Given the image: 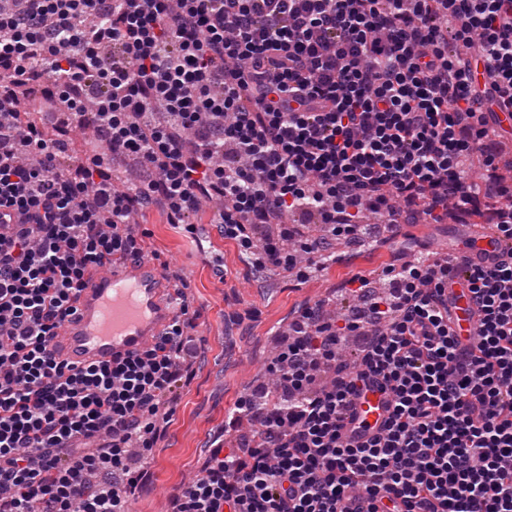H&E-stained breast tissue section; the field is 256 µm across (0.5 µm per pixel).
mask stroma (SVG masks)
<instances>
[{
    "label": "stroma",
    "mask_w": 512,
    "mask_h": 512,
    "mask_svg": "<svg viewBox=\"0 0 512 512\" xmlns=\"http://www.w3.org/2000/svg\"><path fill=\"white\" fill-rule=\"evenodd\" d=\"M164 277L178 281L196 311L193 330L199 357L192 377L173 403V413L148 459L146 480L130 501L131 512H169L170 496L200 474L207 448L224 432L226 414L249 392L253 378L273 360V333L287 325L301 306L332 296L345 299V286L356 275L375 280L385 267L449 252L461 240V224H408L400 241L382 239L352 250L351 263L330 264L310 278L283 275L270 288L254 285L256 274L236 244L214 236L211 247L224 259V277L196 253L184 226L166 223L160 214L140 226Z\"/></svg>",
    "instance_id": "obj_1"
}]
</instances>
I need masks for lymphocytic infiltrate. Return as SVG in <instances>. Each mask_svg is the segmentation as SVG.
Returning a JSON list of instances; mask_svg holds the SVG:
<instances>
[{"label": "lymphocytic infiltrate", "mask_w": 512, "mask_h": 512, "mask_svg": "<svg viewBox=\"0 0 512 512\" xmlns=\"http://www.w3.org/2000/svg\"><path fill=\"white\" fill-rule=\"evenodd\" d=\"M89 109L101 149L71 176L23 114ZM502 112L512 0H5L0 512H129L143 476L127 450L152 448L168 421L196 356L192 319L109 364L68 367L50 344L92 272L147 257L139 219L159 208L180 224L220 199L212 221L243 258L300 276L336 240L372 243L366 209L437 223L490 202L512 241ZM106 151L138 159L142 188L112 182ZM473 152L477 181L462 168ZM295 211L319 213L327 235L285 223ZM256 224L274 227L260 246ZM462 259L389 265L383 292L353 277L345 315L304 305L269 367L278 402L236 404L258 444L212 448L173 512H512V255L469 268L467 340L448 305ZM372 382L391 413L356 443L346 411Z\"/></svg>", "instance_id": "1"}]
</instances>
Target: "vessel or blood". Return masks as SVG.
Wrapping results in <instances>:
<instances>
[{"mask_svg": "<svg viewBox=\"0 0 512 512\" xmlns=\"http://www.w3.org/2000/svg\"><path fill=\"white\" fill-rule=\"evenodd\" d=\"M465 236L474 246L470 263L491 268L512 250L490 226L471 227ZM454 326L471 337L477 327L476 308L466 288L465 272L448 284ZM180 313L174 293L150 259L113 265L91 277L80 288L73 309L51 342L58 362L72 368L109 363L141 350L158 338ZM386 396L378 387L362 388L348 415L353 425L378 427L387 415Z\"/></svg>", "mask_w": 512, "mask_h": 512, "instance_id": "b4317fda", "label": "vessel or blood"}]
</instances>
